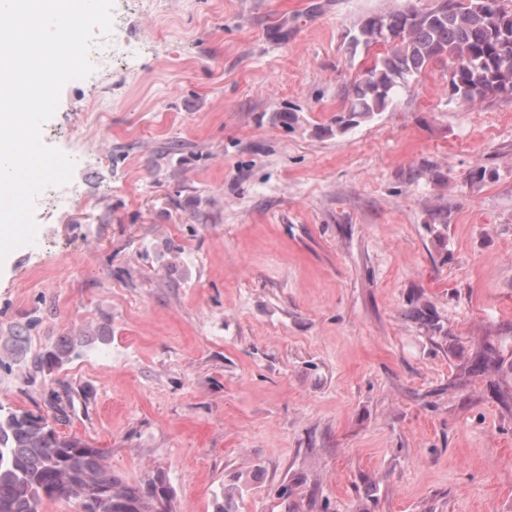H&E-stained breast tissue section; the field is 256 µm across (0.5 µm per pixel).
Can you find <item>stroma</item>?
<instances>
[{"instance_id":"1","label":"stroma","mask_w":512,"mask_h":512,"mask_svg":"<svg viewBox=\"0 0 512 512\" xmlns=\"http://www.w3.org/2000/svg\"><path fill=\"white\" fill-rule=\"evenodd\" d=\"M434 0H112L140 53L67 83L42 140L82 146L86 203L36 200L0 263V346L81 329L51 381L0 368L175 512H512V99L429 66L335 119L378 47L364 16Z\"/></svg>"}]
</instances>
